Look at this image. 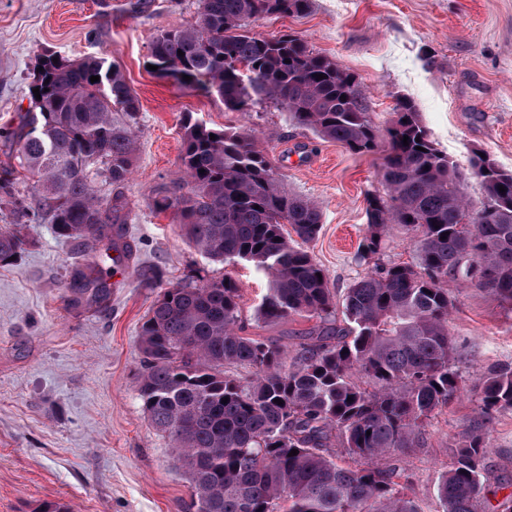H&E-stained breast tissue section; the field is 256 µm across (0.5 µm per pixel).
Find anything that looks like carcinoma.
I'll return each mask as SVG.
<instances>
[{"label": "carcinoma", "mask_w": 512, "mask_h": 512, "mask_svg": "<svg viewBox=\"0 0 512 512\" xmlns=\"http://www.w3.org/2000/svg\"><path fill=\"white\" fill-rule=\"evenodd\" d=\"M309 8L310 0H198L196 24L158 35L149 64L228 110L269 102L317 138L371 153L380 135L357 78L295 34L250 30L261 18ZM34 68L30 88L41 99L30 95L6 135L17 165L0 170V207L14 217L0 226V265L26 250L24 225L50 224L79 249L74 303L104 307L112 290L100 243L131 252L120 243L122 189L136 160L139 99L102 57L41 53ZM400 107L379 170L385 195L366 197L358 258L371 268L347 288L340 321L328 275L303 247L320 231L321 207L284 188L246 130L214 129L190 114L182 120L180 175L151 196L152 206L172 212L210 260L253 263L268 280L262 322L316 320L290 369L287 346L243 334L233 280L158 293L138 335L137 396L188 476L194 512H422L386 458L412 447L459 391L448 281L475 283L512 310V170L476 153L470 172L461 171L414 104ZM471 177L483 190L477 209L461 191ZM392 224L417 233V264L375 262ZM230 366L251 368L253 378L228 373ZM478 386L481 412L512 410V366ZM335 446L361 464L339 465ZM487 474L486 444L473 433L439 480V512H486Z\"/></svg>", "instance_id": "carcinoma-1"}]
</instances>
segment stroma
<instances>
[{
    "label": "stroma",
    "instance_id": "obj_1",
    "mask_svg": "<svg viewBox=\"0 0 512 512\" xmlns=\"http://www.w3.org/2000/svg\"><path fill=\"white\" fill-rule=\"evenodd\" d=\"M0 0V132L29 107L38 54L89 55L117 65L140 101L139 151L124 189L129 266L104 263L106 307L68 304L76 248L47 224L25 228L17 264L0 266V512H31L63 501L70 512H193L187 477L137 397L138 334L160 287L231 277L249 336H298L310 320L257 319L267 281L253 264L212 262L189 245L152 193L177 178L185 114L221 129L245 128L265 149L288 191L317 201L322 226L305 248L344 295L368 267L357 251L365 198L382 192L380 153L354 154L295 127L265 104L242 114L217 97L181 89L149 70L160 32L197 20V0ZM269 36L292 31L353 73L371 119L386 131L400 101L415 104L436 146L460 169L473 150L512 170V0H311L305 15L252 23ZM154 269L161 283L143 280ZM456 308L448 332L458 351L460 392L436 410L400 465L406 494L436 512L437 487L458 444L472 433L487 444L495 478L512 483V411L483 415L476 384L512 364V311L486 290L449 283Z\"/></svg>",
    "mask_w": 512,
    "mask_h": 512
}]
</instances>
